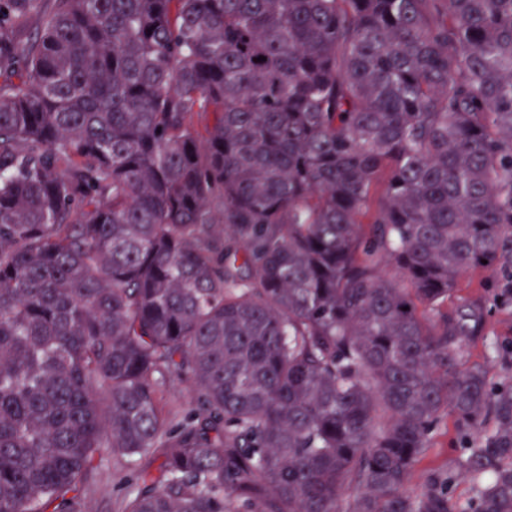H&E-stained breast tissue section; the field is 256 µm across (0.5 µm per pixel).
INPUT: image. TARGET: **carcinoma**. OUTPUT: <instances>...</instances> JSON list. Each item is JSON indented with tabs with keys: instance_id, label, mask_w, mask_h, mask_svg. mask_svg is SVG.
I'll list each match as a JSON object with an SVG mask.
<instances>
[{
	"instance_id": "carcinoma-1",
	"label": "carcinoma",
	"mask_w": 512,
	"mask_h": 512,
	"mask_svg": "<svg viewBox=\"0 0 512 512\" xmlns=\"http://www.w3.org/2000/svg\"><path fill=\"white\" fill-rule=\"evenodd\" d=\"M474 273L512 304V0H0V512L158 448L118 512H512ZM457 431L455 420L451 415L445 419L432 433L431 446L416 463L409 489L420 492L431 474L435 472L446 473L455 467L459 448L456 447Z\"/></svg>"
}]
</instances>
